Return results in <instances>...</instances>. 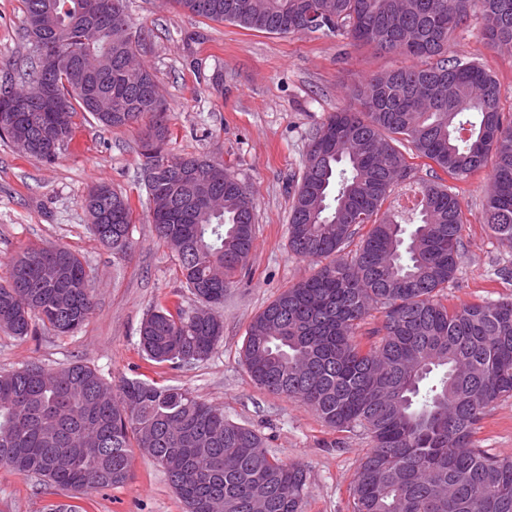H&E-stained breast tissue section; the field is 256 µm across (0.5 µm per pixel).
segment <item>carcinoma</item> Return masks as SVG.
<instances>
[{"label": "carcinoma", "instance_id": "carcinoma-1", "mask_svg": "<svg viewBox=\"0 0 512 512\" xmlns=\"http://www.w3.org/2000/svg\"><path fill=\"white\" fill-rule=\"evenodd\" d=\"M31 65L22 87L0 83V138L53 162L73 140L74 116L122 128L145 123L139 149L154 140L171 166L200 178L211 160L168 148L170 114L147 102L156 82L138 61L144 38L112 40L129 24L125 0L98 15L93 0H22ZM184 12L285 36L323 32L411 60L372 74L353 92L360 109L330 114L312 133L288 217V248L325 261L251 321L244 360L256 385L313 409L332 429L360 425L373 440L354 476V512H512V458L474 444L485 408L512 396V299L448 308L439 293L459 269L465 215L437 171L460 181L491 167L483 213L493 235L512 243V118L497 79L473 60L448 57L454 31L478 11L488 44L512 45V0H169ZM53 46L60 66L37 68ZM436 171L416 177L401 148ZM420 193L415 209H383L393 188ZM198 183L160 172L149 196L159 240L177 256L181 283L201 306L224 302L255 243L254 202L245 184L212 188L222 211L200 209ZM98 239L126 257L128 197L82 202ZM370 225L354 257L343 254ZM51 258L63 278L40 273ZM380 340L355 339L377 307ZM94 309L81 260L66 247H28L0 285V329L24 339L33 323L59 333L80 328ZM221 321L197 318L179 302L157 305L139 329L156 363L208 359ZM165 471L185 512H303L308 471L271 457L267 438L230 421L191 392L140 380L105 381L83 363L52 371L31 365L0 374V469L34 474L64 492L111 488L130 476L132 448Z\"/></svg>", "mask_w": 512, "mask_h": 512}]
</instances>
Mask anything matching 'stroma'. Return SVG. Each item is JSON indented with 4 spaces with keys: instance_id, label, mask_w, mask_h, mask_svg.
<instances>
[{
    "instance_id": "stroma-1",
    "label": "stroma",
    "mask_w": 512,
    "mask_h": 512,
    "mask_svg": "<svg viewBox=\"0 0 512 512\" xmlns=\"http://www.w3.org/2000/svg\"><path fill=\"white\" fill-rule=\"evenodd\" d=\"M134 30L145 41L141 61L155 74L172 115L171 147L224 164L250 190L256 212L248 274H237L217 315L224 336L211 356L184 365L158 364L139 346L138 329L158 304L195 308L181 286L178 262L151 223L152 202L138 154V126L108 128L91 116L75 119L70 148L53 163L0 140V283L11 257L31 245L60 244L88 275L94 310L75 333L38 327L18 340L0 329V373L30 364L55 370L80 362L117 384L139 379L189 390L223 407L231 421L260 431L271 454L304 466V512H353L350 488L371 448L361 428L338 432L306 405L273 395L251 378L242 357L252 319L289 286L310 276L315 262L288 248V215L312 132L329 113L348 106L365 77L405 65V58L356 47L320 32L269 35L171 8L166 0H127ZM21 0H0V81L18 79L29 57ZM450 55L479 62L498 80L501 108L512 113V48L495 50L479 16L458 29ZM98 183L126 195L133 209L132 251L121 258L95 236L82 207ZM487 172L459 183L466 216L459 270L445 288L448 306L512 298V244L483 222ZM477 447L512 457V397L482 415ZM184 512L163 469L133 450L129 479L119 487L70 498L34 475L0 470V512Z\"/></svg>"
}]
</instances>
